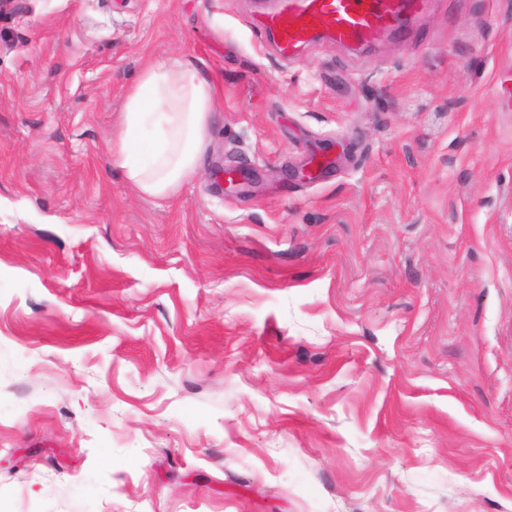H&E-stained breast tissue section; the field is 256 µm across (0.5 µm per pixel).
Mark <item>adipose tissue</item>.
<instances>
[{
  "instance_id": "1",
  "label": "adipose tissue",
  "mask_w": 512,
  "mask_h": 512,
  "mask_svg": "<svg viewBox=\"0 0 512 512\" xmlns=\"http://www.w3.org/2000/svg\"><path fill=\"white\" fill-rule=\"evenodd\" d=\"M217 86L186 63L146 68L125 95L112 153L144 195L171 197L200 167L217 119Z\"/></svg>"
}]
</instances>
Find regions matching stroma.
I'll list each match as a JSON object with an SVG mask.
<instances>
[{
    "label": "stroma",
    "instance_id": "stroma-1",
    "mask_svg": "<svg viewBox=\"0 0 512 512\" xmlns=\"http://www.w3.org/2000/svg\"><path fill=\"white\" fill-rule=\"evenodd\" d=\"M262 20L0 16V512H512V0L290 58ZM172 60L220 117L163 199L109 146Z\"/></svg>",
    "mask_w": 512,
    "mask_h": 512
}]
</instances>
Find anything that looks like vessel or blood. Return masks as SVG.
Masks as SVG:
<instances>
[{"instance_id": "obj_1", "label": "vessel or blood", "mask_w": 512, "mask_h": 512, "mask_svg": "<svg viewBox=\"0 0 512 512\" xmlns=\"http://www.w3.org/2000/svg\"><path fill=\"white\" fill-rule=\"evenodd\" d=\"M422 0H285L269 15L283 52H292L314 33H331L343 44H368L400 28L404 14L419 9Z\"/></svg>"}]
</instances>
